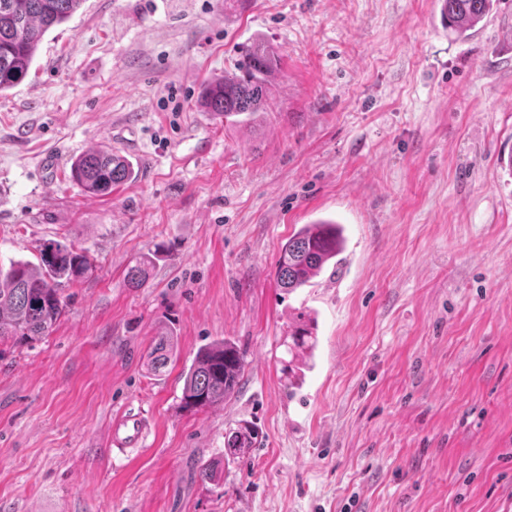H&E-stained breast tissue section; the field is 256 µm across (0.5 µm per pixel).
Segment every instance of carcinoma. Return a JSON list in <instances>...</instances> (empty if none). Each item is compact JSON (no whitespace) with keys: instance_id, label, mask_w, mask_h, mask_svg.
<instances>
[{"instance_id":"1","label":"carcinoma","mask_w":512,"mask_h":512,"mask_svg":"<svg viewBox=\"0 0 512 512\" xmlns=\"http://www.w3.org/2000/svg\"><path fill=\"white\" fill-rule=\"evenodd\" d=\"M83 0H0V93L20 85L27 77L45 34L66 22ZM495 0H444L448 27L459 38L471 36L492 12ZM274 51L265 44L248 47L235 71L204 85L202 102L217 119L248 118L267 110L270 86L276 71ZM137 171L125 156L110 149L92 148L71 164L69 178L85 193L108 196L112 188L134 178ZM343 251L338 224H306L288 237L278 261V283L288 292L307 286ZM151 258L131 267L128 285L139 288L147 279ZM92 264L86 253L59 241L39 249L38 262L13 261L0 269V342L9 338L47 336L61 317L69 296L66 287L88 276ZM288 388L299 389L303 369L313 357L314 344L307 323L289 330ZM174 356L170 336L151 348V366L159 370ZM244 374V355L227 338L201 347L182 372L181 408L196 413L237 393ZM258 431L253 422L240 420L224 435V459L245 456Z\"/></svg>"}]
</instances>
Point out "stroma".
<instances>
[{"label": "stroma", "mask_w": 512, "mask_h": 512, "mask_svg": "<svg viewBox=\"0 0 512 512\" xmlns=\"http://www.w3.org/2000/svg\"><path fill=\"white\" fill-rule=\"evenodd\" d=\"M441 7L84 0L46 33L0 94V266L56 240L93 271L50 335L0 342V512H512V0L466 39ZM259 39L268 111L215 119L205 81ZM101 145L139 174L89 197L70 161ZM326 218L339 264L279 288L282 245ZM300 314L316 347L292 396ZM224 337L242 389L180 411L183 369ZM126 410L151 434L114 454ZM242 419L258 440L224 462ZM175 355L172 336L162 337L151 348L149 356L151 357V366L154 370L165 367L170 359Z\"/></svg>", "instance_id": "stroma-1"}]
</instances>
